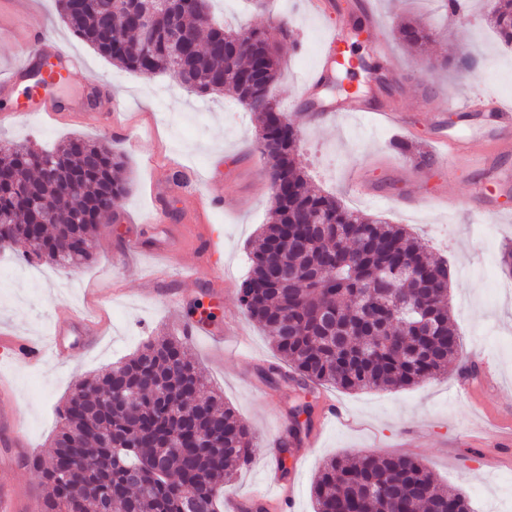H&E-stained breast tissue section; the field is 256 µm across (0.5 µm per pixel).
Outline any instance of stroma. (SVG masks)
<instances>
[{
	"label": "stroma",
	"mask_w": 512,
	"mask_h": 512,
	"mask_svg": "<svg viewBox=\"0 0 512 512\" xmlns=\"http://www.w3.org/2000/svg\"><path fill=\"white\" fill-rule=\"evenodd\" d=\"M370 3V15H347L344 48L351 63L334 69L332 76L349 90L408 112L414 121L410 133L357 114L308 122L303 78L318 64L335 14H313L306 0H214L212 9L232 26L264 28L272 16L288 17L292 37L281 44L282 76L272 94L301 135L302 169L321 191L336 194L348 207L403 225L433 256L447 261L452 317L462 351L489 356L496 382L482 387L478 400L459 398L461 370L455 362L447 374L407 389L325 388V396L340 403L353 423L329 426L315 443L294 444V452L303 454L305 462L294 479L291 512H314L312 485L326 460L384 452L417 457L438 483L465 493L473 512H512V457L496 456L472 432L483 421L512 429V274L501 264L505 249L512 248V189L475 170L468 158L459 160L453 179H446L437 165L414 176V163L394 147L395 141L409 138L430 149L440 124L449 133L475 137L495 125V113L467 119L441 106L451 95L493 96L512 104V46L501 43L486 24L491 0H474L468 12L451 17L444 16L439 0ZM404 18L435 28V53L456 50L474 56L475 69L428 71L422 58L395 36ZM357 25L387 40L389 59L376 58L371 42L354 37ZM41 29L55 37L59 50L82 63L63 84L42 88V96L63 104L81 103L91 84L100 83L119 102L114 124L98 123L91 111L67 112L59 120L41 113L0 124V142L50 148L81 136L109 144L124 158L130 189L116 205L114 221L99 225L94 257L83 269L70 272L13 256L0 259V268L22 271L21 276L0 279V331L42 336L50 331L56 313L67 309L92 310L109 328L93 350L74 344L59 359L36 368L15 363L9 352L0 350V379L8 383L21 418V434L0 437L14 444L17 512H27L28 502L42 501L46 493L39 474L26 468L22 458L50 452L59 409L74 385L108 369L147 340L178 337L179 322L199 320L204 309L211 312L214 326L231 327L239 339L224 347L202 336L187 344L186 353L249 426L256 444L251 465L224 493L260 494L266 489L265 462L274 453L267 442L276 434L288 437L298 393L292 384L272 385L262 377L263 368L277 356L238 299L248 271L247 254L271 206L255 122L229 96L201 97L169 76L147 77L113 65L67 28L57 0H0V72L39 55V45L28 34ZM355 166L364 170L365 190L350 186ZM160 185L178 187L181 193L168 199L169 220L153 225L151 241L171 243L186 261L193 258L191 245L201 224H208L224 241L222 254L207 268L218 281L219 294L177 279L171 284L182 298L177 310L166 296L148 290L146 274L156 268V261L142 254L127 265L113 261L134 243L129 225L150 218L152 190ZM478 186L493 198L494 212L480 210L474 196ZM185 193L196 195L205 212L183 210Z\"/></svg>",
	"instance_id": "35a3bbf8"
}]
</instances>
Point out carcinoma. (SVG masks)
I'll return each instance as SVG.
<instances>
[{"mask_svg": "<svg viewBox=\"0 0 512 512\" xmlns=\"http://www.w3.org/2000/svg\"><path fill=\"white\" fill-rule=\"evenodd\" d=\"M210 0H58L74 35L116 65L141 74L170 73L200 96L229 92L239 101L258 78L270 90L280 56L261 28L213 22ZM163 14L157 38L143 47L130 11ZM493 27L512 45V0H496ZM400 38L421 47L433 32L412 21ZM267 173L287 182L272 193L269 223L249 252L239 294L245 313L269 335L291 374L263 371L274 384L304 393L406 388L435 379L462 350L448 302V264L429 257L403 226L346 207L313 188L298 163L291 122L249 108ZM0 168L47 199L61 223L32 239L33 216L10 184L0 185V235L29 246L24 260L76 269L93 258L96 212L123 197L127 179L112 148L74 137L57 150L19 144ZM134 388L137 413L107 411L112 385ZM254 435L221 396L208 390L182 343L154 338L96 378L75 384L60 410L52 454L29 456L48 488L43 512H220L224 486L252 460ZM314 512H470L458 490L439 485L415 457L365 454L324 463Z\"/></svg>", "mask_w": 512, "mask_h": 512, "instance_id": "carcinoma-1", "label": "carcinoma"}]
</instances>
